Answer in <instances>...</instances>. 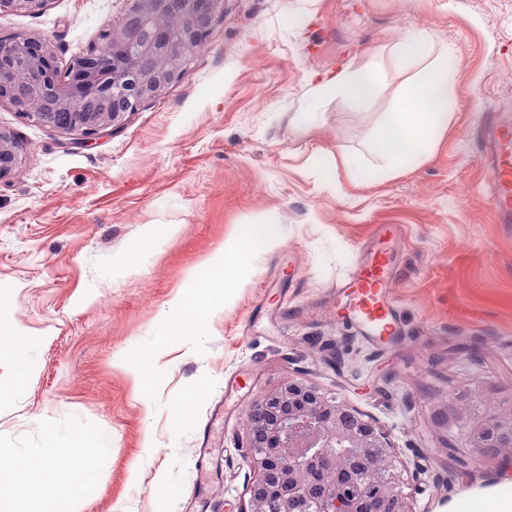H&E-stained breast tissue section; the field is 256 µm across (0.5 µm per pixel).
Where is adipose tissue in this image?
<instances>
[{"label": "adipose tissue", "mask_w": 512, "mask_h": 512, "mask_svg": "<svg viewBox=\"0 0 512 512\" xmlns=\"http://www.w3.org/2000/svg\"><path fill=\"white\" fill-rule=\"evenodd\" d=\"M395 53L418 61L420 68L407 83L399 101L385 112L377 127L374 152L384 172L393 173L420 164L437 144L448 124V105L454 81L448 68L447 51H436L432 36L411 33L397 41ZM383 80L380 59L365 67L343 66L316 86L320 95L343 94L354 106L366 105ZM268 225L246 222L235 225L231 238L220 243L209 258L193 268L187 288L170 302L165 327L175 336L204 335L210 321L223 311L226 294L238 282L241 271L251 268L258 247L269 245ZM57 447L54 441L40 448L20 451L0 448V460L12 469L8 481L0 480V508L7 512H81L85 484L76 481L67 503L42 496L44 485L56 478L53 468ZM450 512H512V479L488 494L459 498Z\"/></svg>", "instance_id": "adipose-tissue-1"}]
</instances>
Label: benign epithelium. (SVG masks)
I'll list each match as a JSON object with an SVG mask.
<instances>
[{"instance_id":"7a95c632","label":"benign epithelium","mask_w":512,"mask_h":512,"mask_svg":"<svg viewBox=\"0 0 512 512\" xmlns=\"http://www.w3.org/2000/svg\"><path fill=\"white\" fill-rule=\"evenodd\" d=\"M48 0H0V12L42 11ZM129 11L147 19L170 9L172 0H129ZM182 24L175 34L162 29L142 46L143 55L154 61L146 74L134 57L104 61L91 53L71 69L69 83L57 78L55 55L48 42L39 39L0 41V102L16 112L62 130H78L90 139L114 124L112 97L125 96L137 109L147 99L159 96L172 81L170 60L186 57V50L199 51L205 44L212 18L213 0H183ZM14 143L0 132V176L16 165ZM249 455L257 479L249 489L253 512H351L349 504L336 498V475L344 469L348 449L377 447L381 455L372 465L383 472L391 494L376 512H409L402 491V475L385 437L361 414L330 401L313 385L290 379L268 394L251 414ZM448 425L468 431L478 447L485 429L501 426L512 433V419L493 411L483 416L448 414Z\"/></svg>"}]
</instances>
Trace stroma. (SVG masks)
I'll list each match as a JSON object with an SVG mask.
<instances>
[{
	"label": "stroma",
	"instance_id": "35a3bbf8",
	"mask_svg": "<svg viewBox=\"0 0 512 512\" xmlns=\"http://www.w3.org/2000/svg\"><path fill=\"white\" fill-rule=\"evenodd\" d=\"M128 0H49L0 13V40L50 43L59 82L100 49ZM429 33L457 66L448 127L419 165L352 172L377 119L416 66L389 53ZM382 56L386 81L355 109L319 96L313 74ZM512 100V0H219L206 45L139 110L93 140L0 103L18 147L0 177V310L29 336L35 373L13 385L0 354V448H36L67 427L107 433L90 455L83 512H250L249 411L288 379L346 401L391 446L410 512H448L460 497L512 477L504 457L449 451L438 414L470 392L512 405V224L494 221L476 130ZM273 225L207 335L165 338L163 316L235 225ZM178 225L166 236L167 225ZM403 229L393 298L404 334L377 347L336 320L345 280L378 225ZM159 244L125 254L145 229ZM167 344L175 364L142 396L115 363L131 346ZM193 394L192 420L171 432L167 408Z\"/></svg>",
	"mask_w": 512,
	"mask_h": 512
}]
</instances>
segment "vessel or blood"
<instances>
[{
	"label": "vessel or blood",
	"mask_w": 512,
	"mask_h": 512,
	"mask_svg": "<svg viewBox=\"0 0 512 512\" xmlns=\"http://www.w3.org/2000/svg\"><path fill=\"white\" fill-rule=\"evenodd\" d=\"M480 159L489 173V197L497 223L512 224V113H487L478 133ZM396 225L383 224L361 251L341 283V319L361 335L388 343L402 333L401 315L391 298L398 256Z\"/></svg>",
	"instance_id": "vessel-or-blood-1"
}]
</instances>
